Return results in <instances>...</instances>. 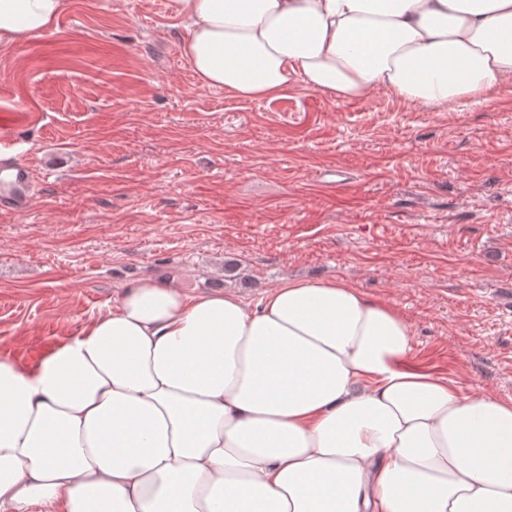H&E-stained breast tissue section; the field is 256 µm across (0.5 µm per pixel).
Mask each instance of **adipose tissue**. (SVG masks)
<instances>
[{"mask_svg":"<svg viewBox=\"0 0 512 512\" xmlns=\"http://www.w3.org/2000/svg\"><path fill=\"white\" fill-rule=\"evenodd\" d=\"M67 0H0V45ZM200 83L485 102L512 0H177ZM409 324L344 281L250 305L156 280L28 368L0 357V512H512V403L406 366Z\"/></svg>","mask_w":512,"mask_h":512,"instance_id":"ef3b65f1","label":"adipose tissue"}]
</instances>
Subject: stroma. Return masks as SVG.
Segmentation results:
<instances>
[{"instance_id": "35a3bbf8", "label": "stroma", "mask_w": 512, "mask_h": 512, "mask_svg": "<svg viewBox=\"0 0 512 512\" xmlns=\"http://www.w3.org/2000/svg\"><path fill=\"white\" fill-rule=\"evenodd\" d=\"M175 0H68L0 48V140L33 172L0 211V356L58 347L155 277L255 302L342 280L398 311L408 366L512 402V83L448 111L294 83L200 85Z\"/></svg>"}]
</instances>
